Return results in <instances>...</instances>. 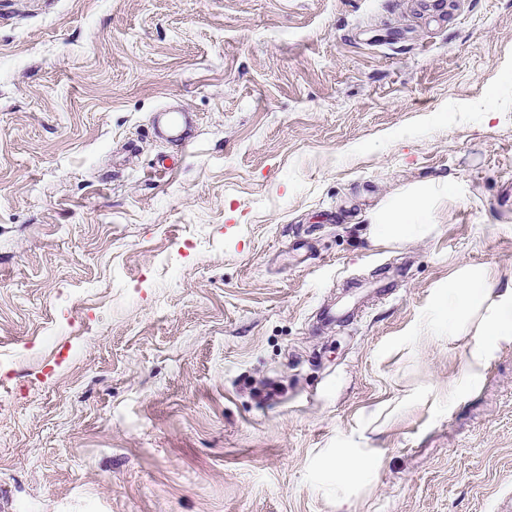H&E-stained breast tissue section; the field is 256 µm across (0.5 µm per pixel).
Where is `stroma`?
<instances>
[{"label": "stroma", "mask_w": 512, "mask_h": 512, "mask_svg": "<svg viewBox=\"0 0 512 512\" xmlns=\"http://www.w3.org/2000/svg\"><path fill=\"white\" fill-rule=\"evenodd\" d=\"M465 270L512 280V0H0V512H512ZM165 117V139L171 143H182L190 137L194 119L190 113H170ZM429 195L414 192L399 205L378 215L371 225L372 235L376 238H415L425 235L430 227L426 224Z\"/></svg>", "instance_id": "obj_1"}]
</instances>
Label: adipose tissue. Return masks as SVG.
I'll use <instances>...</instances> for the list:
<instances>
[{"mask_svg":"<svg viewBox=\"0 0 512 512\" xmlns=\"http://www.w3.org/2000/svg\"><path fill=\"white\" fill-rule=\"evenodd\" d=\"M428 201V194L415 192L399 205L376 215L371 226L373 236L397 239L425 235L429 230L425 222ZM439 304L452 321L466 320L474 310L485 308L465 375L469 381L479 379L499 344L512 340V283L497 290L483 275L465 272L449 282Z\"/></svg>","mask_w":512,"mask_h":512,"instance_id":"obj_1","label":"adipose tissue"}]
</instances>
